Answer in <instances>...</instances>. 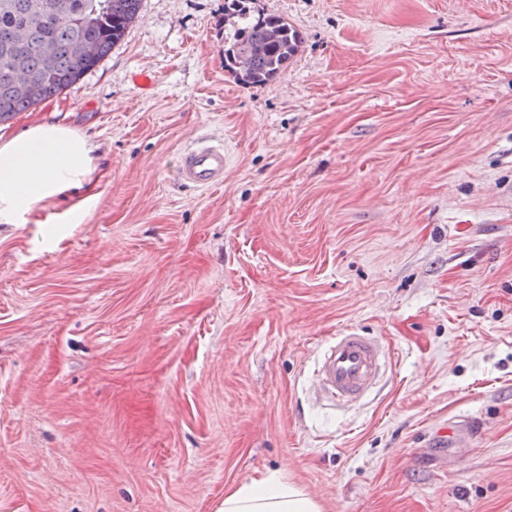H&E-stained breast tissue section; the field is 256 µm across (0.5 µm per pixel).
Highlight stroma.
Here are the masks:
<instances>
[{
  "mask_svg": "<svg viewBox=\"0 0 512 512\" xmlns=\"http://www.w3.org/2000/svg\"><path fill=\"white\" fill-rule=\"evenodd\" d=\"M256 7L303 38L268 84L225 73L224 0H143L0 123L101 145L83 224L0 223V512H218L273 472L322 512H512V0ZM207 137L223 184L180 185ZM348 327L389 360L333 406Z\"/></svg>",
  "mask_w": 512,
  "mask_h": 512,
  "instance_id": "1",
  "label": "stroma"
}]
</instances>
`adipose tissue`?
Masks as SVG:
<instances>
[{"instance_id": "obj_1", "label": "adipose tissue", "mask_w": 512, "mask_h": 512, "mask_svg": "<svg viewBox=\"0 0 512 512\" xmlns=\"http://www.w3.org/2000/svg\"><path fill=\"white\" fill-rule=\"evenodd\" d=\"M98 146L76 130L39 120L18 132H0V223L33 214L37 204L74 195L68 212L83 223L94 200V154ZM219 512H322L320 505L282 475L270 473L228 488Z\"/></svg>"}]
</instances>
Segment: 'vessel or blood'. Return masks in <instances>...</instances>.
<instances>
[{"mask_svg": "<svg viewBox=\"0 0 512 512\" xmlns=\"http://www.w3.org/2000/svg\"><path fill=\"white\" fill-rule=\"evenodd\" d=\"M224 144L204 142L183 149L174 170L180 184L213 187L224 181ZM384 357L378 340L357 329L343 330L324 352L318 387L324 399L346 404L362 397L375 383Z\"/></svg>", "mask_w": 512, "mask_h": 512, "instance_id": "b4317fda", "label": "vessel or blood"}]
</instances>
